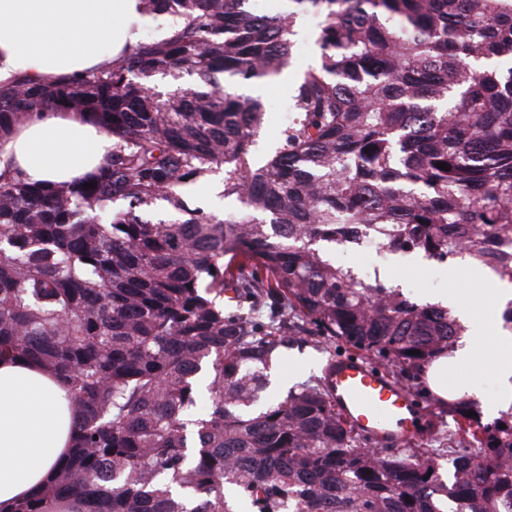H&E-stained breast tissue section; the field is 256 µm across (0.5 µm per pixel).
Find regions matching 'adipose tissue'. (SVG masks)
<instances>
[{
    "instance_id": "1",
    "label": "adipose tissue",
    "mask_w": 512,
    "mask_h": 512,
    "mask_svg": "<svg viewBox=\"0 0 512 512\" xmlns=\"http://www.w3.org/2000/svg\"><path fill=\"white\" fill-rule=\"evenodd\" d=\"M140 0H0V81L26 77L53 82L106 67L135 44ZM112 138L86 116L50 110L31 116L0 137V171L31 182H72L95 173ZM512 348V332L487 335L471 324L452 356L426 366L431 393L455 406L470 389L464 370L489 366L500 381L496 408L512 407V364L499 351ZM77 415L65 380L26 360L0 363V512L52 480L76 443Z\"/></svg>"
}]
</instances>
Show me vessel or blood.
Segmentation results:
<instances>
[{
    "label": "vessel or blood",
    "mask_w": 512,
    "mask_h": 512,
    "mask_svg": "<svg viewBox=\"0 0 512 512\" xmlns=\"http://www.w3.org/2000/svg\"><path fill=\"white\" fill-rule=\"evenodd\" d=\"M323 376L337 411L379 442L406 447L426 439L433 417L411 391L358 356L328 362Z\"/></svg>",
    "instance_id": "vessel-or-blood-1"
}]
</instances>
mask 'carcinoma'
Here are the masks:
<instances>
[{
  "label": "carcinoma",
  "instance_id": "obj_1",
  "mask_svg": "<svg viewBox=\"0 0 512 512\" xmlns=\"http://www.w3.org/2000/svg\"><path fill=\"white\" fill-rule=\"evenodd\" d=\"M288 2L141 0L168 37L77 81L0 83V135L59 108L112 136L77 184L0 174V360L62 377L78 413L69 460L15 512H512V412L460 401L445 468L355 430L322 376L266 394L306 333L415 394L464 335L448 305L336 260L361 225L391 256L512 280V0ZM307 12L319 62L257 165L265 108L238 88L288 69ZM217 169L239 207H189Z\"/></svg>",
  "mask_w": 512,
  "mask_h": 512
}]
</instances>
